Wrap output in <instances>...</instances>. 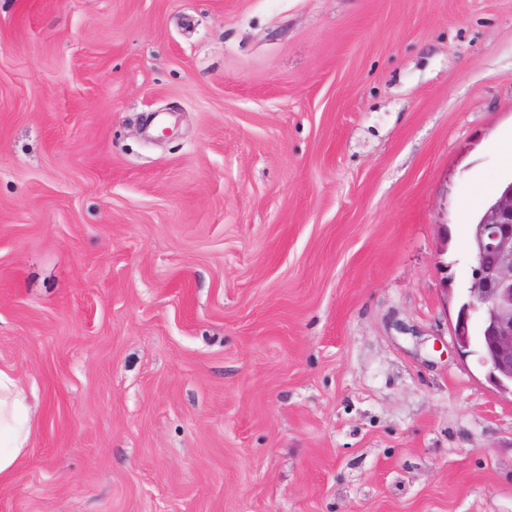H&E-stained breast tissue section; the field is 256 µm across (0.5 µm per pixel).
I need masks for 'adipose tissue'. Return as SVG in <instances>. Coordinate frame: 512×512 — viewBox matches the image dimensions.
Wrapping results in <instances>:
<instances>
[{
    "label": "adipose tissue",
    "instance_id": "obj_1",
    "mask_svg": "<svg viewBox=\"0 0 512 512\" xmlns=\"http://www.w3.org/2000/svg\"><path fill=\"white\" fill-rule=\"evenodd\" d=\"M31 406L18 379L0 368V483L10 479L31 440Z\"/></svg>",
    "mask_w": 512,
    "mask_h": 512
}]
</instances>
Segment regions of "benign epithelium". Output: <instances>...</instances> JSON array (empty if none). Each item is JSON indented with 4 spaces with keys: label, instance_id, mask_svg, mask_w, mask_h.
Wrapping results in <instances>:
<instances>
[{
    "label": "benign epithelium",
    "instance_id": "obj_1",
    "mask_svg": "<svg viewBox=\"0 0 512 512\" xmlns=\"http://www.w3.org/2000/svg\"><path fill=\"white\" fill-rule=\"evenodd\" d=\"M469 298L458 313L454 336L470 347V322L482 324L483 365L499 388L512 393V181L490 203L473 230Z\"/></svg>",
    "mask_w": 512,
    "mask_h": 512
}]
</instances>
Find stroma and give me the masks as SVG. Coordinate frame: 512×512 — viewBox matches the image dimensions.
<instances>
[{"label":"stroma","mask_w":512,"mask_h":512,"mask_svg":"<svg viewBox=\"0 0 512 512\" xmlns=\"http://www.w3.org/2000/svg\"><path fill=\"white\" fill-rule=\"evenodd\" d=\"M510 133L512 0H0V512H512ZM469 298L458 313L454 336L459 350L470 347V322L481 321L479 342L490 375L512 395V181L490 203L473 230ZM32 435L31 406L18 379L0 368V483L10 479Z\"/></svg>","instance_id":"1"}]
</instances>
